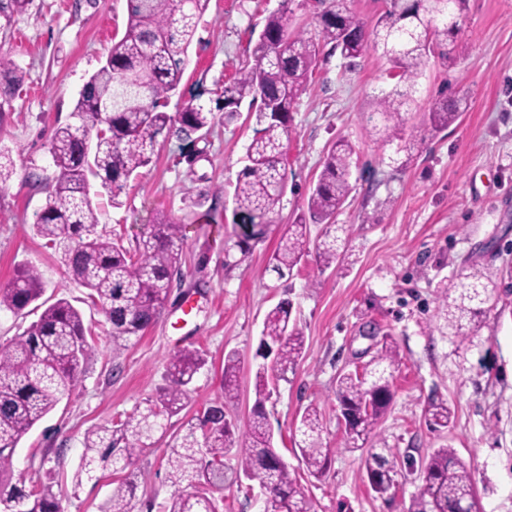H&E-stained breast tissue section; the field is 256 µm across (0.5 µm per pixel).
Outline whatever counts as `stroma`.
I'll return each instance as SVG.
<instances>
[{"instance_id": "35a3bbf8", "label": "stroma", "mask_w": 512, "mask_h": 512, "mask_svg": "<svg viewBox=\"0 0 512 512\" xmlns=\"http://www.w3.org/2000/svg\"><path fill=\"white\" fill-rule=\"evenodd\" d=\"M279 4L208 0L168 112L181 111L194 96L211 107L221 101L225 83L251 62L264 21ZM335 4L369 28L387 7L386 0H295L294 29L317 39L315 15ZM126 25V0H29L21 12L0 13V57L24 75L11 94H0V148L9 149L14 162L11 177L0 183V284L18 267L37 266L43 300L64 296L80 308L92 345L71 396L20 440L14 481L29 489L53 474L62 512H97L117 481L106 469L99 481L73 485L85 432L124 419L137 401L164 386L166 361L183 347L201 349L207 359L191 385L188 414L220 397L224 355L234 350L243 369L230 414L246 418L263 320L287 298L305 344L267 411L274 444L315 512H409L413 504L416 476L400 479L385 496L368 488L361 452L345 447L334 396L337 373L363 367L386 335L399 362L393 400L377 429L381 443L417 460L452 446L473 470L481 512H512V0H467L462 43L449 59H431L412 91L405 129L416 130L442 94L467 98L469 109L403 168L390 163L392 147L371 137L360 120L377 95L396 85L387 59L371 48L350 63L320 45L292 112L279 221L245 268L225 273L224 236L233 230L227 189L252 136L247 115L218 121L206 156L193 164L186 161L189 142L170 134L118 200L93 182L100 223L124 246H134L161 213L183 224L186 237L160 319L116 353L103 313L87 305L86 289L68 280L53 246L32 231L47 197L33 181L53 177L49 140L70 122L85 82ZM341 137L354 146L356 162L354 189L336 218L348 228L343 261L322 272L309 256L290 277L276 279L266 265L282 226L304 210L328 149ZM467 261L491 267L497 288L481 330L462 342L449 336L439 317V291L453 285ZM433 400L447 401L454 411L450 428L427 425ZM310 405L321 414L331 458L317 478L292 440L296 419ZM135 468V512H163L172 492L165 444Z\"/></svg>"}]
</instances>
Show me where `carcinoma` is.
Returning <instances> with one entry per match:
<instances>
[{"label": "carcinoma", "mask_w": 512, "mask_h": 512, "mask_svg": "<svg viewBox=\"0 0 512 512\" xmlns=\"http://www.w3.org/2000/svg\"><path fill=\"white\" fill-rule=\"evenodd\" d=\"M207 0H127L123 37L112 44L106 63L86 82L72 113L73 121L59 126L48 144L55 168L47 202L33 224L36 235L61 252L68 277L88 290L87 299L100 307L112 327V346L122 349L139 337L164 310L178 273L185 238L182 225L167 216L158 219L133 248L125 247L99 229L98 208L90 195L99 180L112 198L125 190L131 177L152 159L159 139L175 130L190 138L194 157H202L207 135L217 115L189 101L183 111H164L178 89ZM293 0L271 13L253 48V66L224 85V116L231 119L245 98L256 108V128L246 150L245 164L233 189V234L224 241V270L247 264L253 247L276 223L288 188L287 149L292 135L294 105L305 92L316 63L318 44L292 28ZM467 0H390L372 33L356 16L340 8L318 16L322 40L346 59H356L369 47L382 50L393 77L407 91L392 90L378 97L363 113L368 132L385 143L397 142L391 161L405 167L419 145L456 123L466 108L462 98L432 101L419 134L404 136L403 108L424 69L434 56L448 58V40L461 31ZM355 149L340 138L327 152L306 211L285 225L267 270L281 280L309 253V223L323 229L315 241L320 270L336 266L342 249L336 217L351 192ZM404 155V160L397 156ZM496 288L492 274L477 266L460 270L458 283L441 289L440 315L448 334L461 339L475 335L489 311ZM42 275L24 266L13 280L0 286V312L15 315L37 304L41 313L21 334L0 346V512H60L54 480L30 490L12 482L19 441L65 397L76 389L83 365L92 351L82 312L67 298L38 303ZM262 359L255 372V402L243 422L228 410L239 397L241 358L224 357L222 396L183 424L184 433L166 443V480L173 487L165 512H220L215 494L228 480L217 463L232 453L234 480H256L264 489L261 512H313L296 473L274 447L266 403L278 382L288 381L304 348V336L292 318V304L280 300L266 315L259 341ZM396 349L383 337L381 347L362 371H342L336 379V401L344 422L345 446L366 451L370 489L384 495L394 489L401 462L389 448L374 443L376 429L392 400ZM205 365L197 348H182L167 361L168 384L142 399L125 419L98 427L83 440L75 486L98 480L112 467L118 480L101 512H135L133 467L163 440L171 419L185 410L190 385ZM427 423L448 428L452 410L432 402ZM323 424L314 407L304 410L294 429V446L309 474H322L328 462L322 442ZM420 484L414 512H457L465 501L478 512L471 468L448 446L420 461Z\"/></svg>", "instance_id": "cac0c4a2"}]
</instances>
